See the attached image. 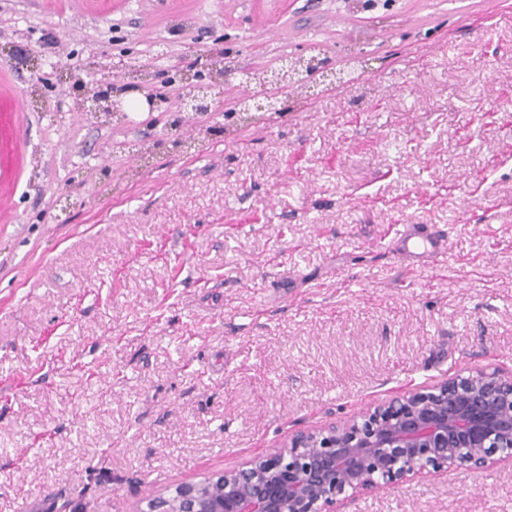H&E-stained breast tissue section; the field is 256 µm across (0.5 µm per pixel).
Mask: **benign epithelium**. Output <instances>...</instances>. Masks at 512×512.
<instances>
[{"mask_svg":"<svg viewBox=\"0 0 512 512\" xmlns=\"http://www.w3.org/2000/svg\"><path fill=\"white\" fill-rule=\"evenodd\" d=\"M330 70L329 60L310 55L265 70L263 84L276 89L288 78L313 80ZM143 69L128 70L131 91L145 92L149 111L168 101L167 93ZM75 111L127 120L125 106L113 98L112 73L106 72L92 93L80 91ZM211 110L208 87L199 83L182 93L180 115L168 125L177 131L184 113ZM502 453L512 460V379L497 371L443 381L435 391L393 397L377 405L362 422L331 425L295 433L246 461L199 482L182 483L146 500L137 512H314L336 495H355L380 486L397 473L429 465L475 470Z\"/></svg>","mask_w":512,"mask_h":512,"instance_id":"obj_1","label":"benign epithelium"}]
</instances>
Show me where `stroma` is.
<instances>
[{
    "instance_id": "35a3bbf8",
    "label": "stroma",
    "mask_w": 512,
    "mask_h": 512,
    "mask_svg": "<svg viewBox=\"0 0 512 512\" xmlns=\"http://www.w3.org/2000/svg\"><path fill=\"white\" fill-rule=\"evenodd\" d=\"M320 47L351 83L225 123ZM222 54L225 73L212 65ZM178 107L73 110L113 57ZM404 224L448 237L406 270ZM512 378V0H0V512H135L296 432ZM336 512H512V461L427 467ZM180 74L182 88L186 84H196L198 88L192 93H186L183 89V93L180 98V108L177 111L181 113L175 117L168 125L167 130L168 132L170 130L169 134L171 136H175L172 142L176 146H182L183 141L172 132H176L178 130L181 122L185 118V115H182L183 112H194L196 115H207V113L210 112L212 105L210 95L208 94V86H205L201 83H193V80L197 81V76L194 73L192 74L191 71L184 70Z\"/></svg>"
}]
</instances>
